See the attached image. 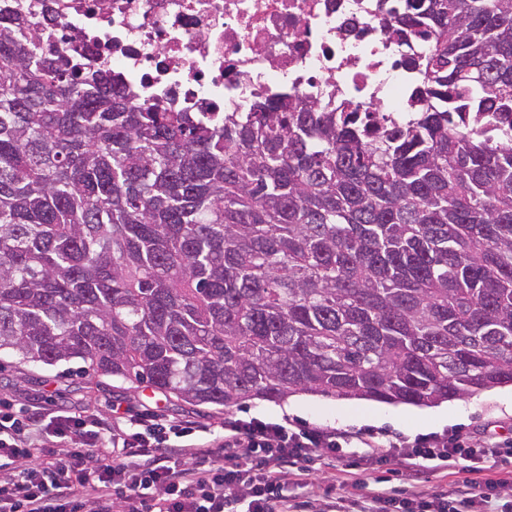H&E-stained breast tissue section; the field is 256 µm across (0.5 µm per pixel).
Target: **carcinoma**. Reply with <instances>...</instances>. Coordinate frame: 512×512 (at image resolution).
<instances>
[{
  "mask_svg": "<svg viewBox=\"0 0 512 512\" xmlns=\"http://www.w3.org/2000/svg\"><path fill=\"white\" fill-rule=\"evenodd\" d=\"M387 15L434 46L412 123L367 134L289 95L147 105L0 6V358L226 409L512 385V0Z\"/></svg>",
  "mask_w": 512,
  "mask_h": 512,
  "instance_id": "1",
  "label": "carcinoma"
}]
</instances>
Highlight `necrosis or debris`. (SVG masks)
Here are the masks:
<instances>
[{
    "mask_svg": "<svg viewBox=\"0 0 512 512\" xmlns=\"http://www.w3.org/2000/svg\"><path fill=\"white\" fill-rule=\"evenodd\" d=\"M83 69L106 66L149 104L247 112L289 94L407 123L419 80L404 56L429 39L385 36L394 0H19Z\"/></svg>",
    "mask_w": 512,
    "mask_h": 512,
    "instance_id": "obj_1",
    "label": "necrosis or debris"
}]
</instances>
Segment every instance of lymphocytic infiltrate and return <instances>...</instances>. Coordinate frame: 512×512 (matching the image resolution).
<instances>
[{"instance_id":"f902f5d3","label":"lymphocytic infiltrate","mask_w":512,"mask_h":512,"mask_svg":"<svg viewBox=\"0 0 512 512\" xmlns=\"http://www.w3.org/2000/svg\"><path fill=\"white\" fill-rule=\"evenodd\" d=\"M358 448L366 462L393 459L417 467L426 461L469 463L457 508L488 512L512 485V472L483 479L512 452V440L486 430L466 435L378 437L258 418L225 419L221 432L192 420L151 411L131 416L113 410L52 408L35 402L0 410V512H293L284 489L311 485L310 463L342 459ZM359 512H431L418 496L396 501L391 490L361 483Z\"/></svg>"}]
</instances>
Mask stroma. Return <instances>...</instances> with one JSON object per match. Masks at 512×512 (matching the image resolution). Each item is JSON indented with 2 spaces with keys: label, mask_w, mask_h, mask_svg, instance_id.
Instances as JSON below:
<instances>
[{
  "label": "stroma",
  "mask_w": 512,
  "mask_h": 512,
  "mask_svg": "<svg viewBox=\"0 0 512 512\" xmlns=\"http://www.w3.org/2000/svg\"><path fill=\"white\" fill-rule=\"evenodd\" d=\"M52 397L62 408L90 407L108 415L112 406L121 405L136 414L161 408L169 418L192 419L211 427H220L225 417H252L271 421L288 420L303 426H328L347 430H367L383 435H409L461 431L470 433L484 425H494L498 432L512 437V385L479 391L469 397L440 402L447 419L431 418V406L389 404L366 399L338 400L321 395L298 394L283 402L251 400L226 410L220 407H195L175 402L152 388L137 387L104 376L79 373L76 364L26 367L8 364L0 367V399L14 404H29L43 397ZM312 477L323 488L344 483L346 495H355V483L379 479L391 487L397 497L415 490L424 494L453 492L466 476L465 462L443 465L426 463L419 476H411L408 468L397 461L367 465L359 457H351L345 468L311 462Z\"/></svg>",
  "instance_id": "obj_1"
}]
</instances>
